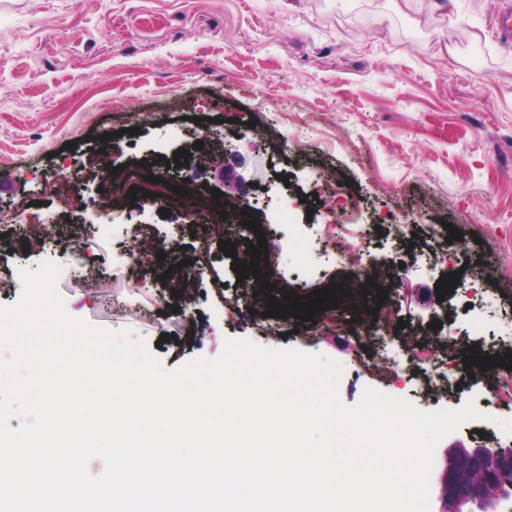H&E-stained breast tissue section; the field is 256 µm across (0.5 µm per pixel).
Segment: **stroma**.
Listing matches in <instances>:
<instances>
[{"mask_svg": "<svg viewBox=\"0 0 512 512\" xmlns=\"http://www.w3.org/2000/svg\"><path fill=\"white\" fill-rule=\"evenodd\" d=\"M505 3L0 0V306L20 301L21 271L53 262L71 317L136 330L165 369L217 358L229 338L293 347L343 364L345 405L368 387L425 412L471 400L485 420L442 447L512 444L497 426L512 403L489 402V372L456 359L422 370L406 352L438 340L512 350ZM160 172L185 189L166 218L129 192ZM213 210L233 214L224 237L237 254L263 238L281 265L238 279L217 240L195 235ZM253 219L262 236L240 235ZM33 223L42 245L22 232ZM144 242L162 254L150 277L128 261ZM352 246L364 254L353 271L342 257ZM191 252L222 288L184 264ZM396 253L437 264L377 275ZM454 271L459 283L437 298ZM332 284L384 301L404 329L343 306L310 322L266 314L269 299ZM371 354L394 361L391 378L368 371Z\"/></svg>", "mask_w": 512, "mask_h": 512, "instance_id": "obj_1", "label": "stroma"}]
</instances>
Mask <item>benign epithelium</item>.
<instances>
[{"label":"benign epithelium","mask_w":512,"mask_h":512,"mask_svg":"<svg viewBox=\"0 0 512 512\" xmlns=\"http://www.w3.org/2000/svg\"><path fill=\"white\" fill-rule=\"evenodd\" d=\"M434 487L438 512H495L512 497V446L448 449Z\"/></svg>","instance_id":"1"}]
</instances>
